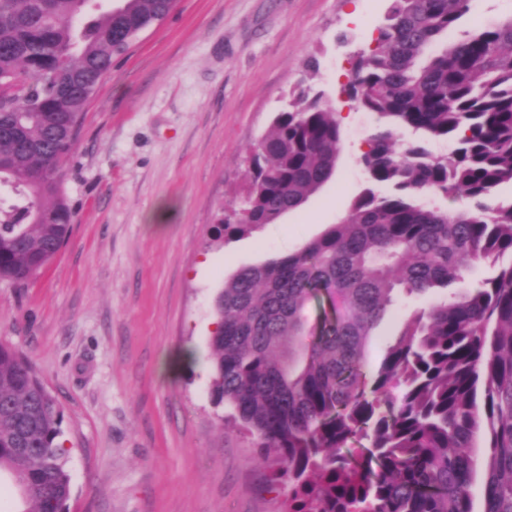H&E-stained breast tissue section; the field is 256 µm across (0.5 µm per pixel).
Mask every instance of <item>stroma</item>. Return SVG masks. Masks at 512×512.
Here are the masks:
<instances>
[{"label": "stroma", "mask_w": 512, "mask_h": 512, "mask_svg": "<svg viewBox=\"0 0 512 512\" xmlns=\"http://www.w3.org/2000/svg\"><path fill=\"white\" fill-rule=\"evenodd\" d=\"M390 4L176 0L98 84L64 167L70 234L37 276L0 282V343L28 357L63 413L69 512H285L272 461L213 404L198 367L211 362L225 279L319 237L365 186L358 158L379 119L339 89ZM510 17L512 0H472L455 33ZM300 84L336 113L335 175L277 223L216 243L219 209L241 203L249 147ZM441 300L389 307L368 367Z\"/></svg>", "instance_id": "35a3bbf8"}]
</instances>
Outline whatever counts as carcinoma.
Returning <instances> with one entry per match:
<instances>
[{"label":"carcinoma","mask_w":512,"mask_h":512,"mask_svg":"<svg viewBox=\"0 0 512 512\" xmlns=\"http://www.w3.org/2000/svg\"><path fill=\"white\" fill-rule=\"evenodd\" d=\"M174 3L0 0V281L29 280L66 241L64 164L81 114L114 56ZM470 4L391 0L340 89L382 120L360 156L371 186L321 236L239 269L215 297L212 400L277 464L288 512H474L478 473L482 512H512V201L489 204L512 184V17L429 52ZM438 139L452 151L428 150ZM341 143L323 94L296 87L249 149L243 215L218 214L224 236L301 208L335 174ZM436 195L471 206L442 209L427 202ZM481 264L492 274L466 290ZM436 289L445 301L369 371L387 308ZM61 425L31 362L1 343L0 471L24 512H68Z\"/></svg>","instance_id":"1"}]
</instances>
